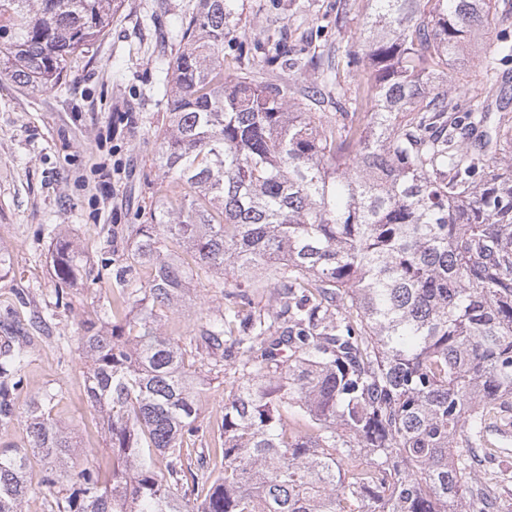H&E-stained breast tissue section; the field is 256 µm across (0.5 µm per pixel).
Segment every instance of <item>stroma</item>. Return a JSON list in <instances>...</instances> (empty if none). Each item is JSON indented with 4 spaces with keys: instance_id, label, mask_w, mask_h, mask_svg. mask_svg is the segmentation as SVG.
<instances>
[{
    "instance_id": "35a3bbf8",
    "label": "stroma",
    "mask_w": 512,
    "mask_h": 512,
    "mask_svg": "<svg viewBox=\"0 0 512 512\" xmlns=\"http://www.w3.org/2000/svg\"><path fill=\"white\" fill-rule=\"evenodd\" d=\"M199 0H123L104 34L68 63L65 85L37 90L0 75V348L22 341L30 352L14 391V417L0 427V448L28 444L33 400L51 396L52 415L69 433L73 462L104 469L112 451L97 415L85 401L87 362L70 345L87 315L102 325L132 316L114 310L113 254L125 246L127 225L149 223L161 209L155 164L168 121L156 103L157 70L179 43L173 35ZM230 40L263 46L278 40L306 55L354 45L365 0L353 17L336 15V0H234ZM69 240L93 270L89 280L58 282L52 253ZM256 309L271 305L265 272L250 280ZM242 277L193 278L184 297L158 311L159 332L189 342L205 318L223 310Z\"/></svg>"
}]
</instances>
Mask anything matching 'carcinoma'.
<instances>
[{
  "mask_svg": "<svg viewBox=\"0 0 512 512\" xmlns=\"http://www.w3.org/2000/svg\"><path fill=\"white\" fill-rule=\"evenodd\" d=\"M121 2L0 0V70L62 83ZM231 2L199 0L172 80L157 82L156 161L183 192L128 235L124 268L150 274L119 279L118 300L139 313L109 329L88 318L76 337L112 468H65L69 437L38 400L29 447L0 450V512L41 487L56 489L55 512H505L462 449L512 425V43L497 37L463 112L448 68L508 0H368L357 48L321 71L333 123L296 77L321 56L224 43ZM53 267L62 284L91 276L67 243ZM254 269L275 307L240 291L193 346L153 327L196 271ZM26 361L22 346L0 351L1 425ZM221 367L232 389L216 474L183 441L202 431L201 373ZM35 459L58 467L37 477Z\"/></svg>",
  "mask_w": 512,
  "mask_h": 512,
  "instance_id": "obj_1",
  "label": "carcinoma"
}]
</instances>
